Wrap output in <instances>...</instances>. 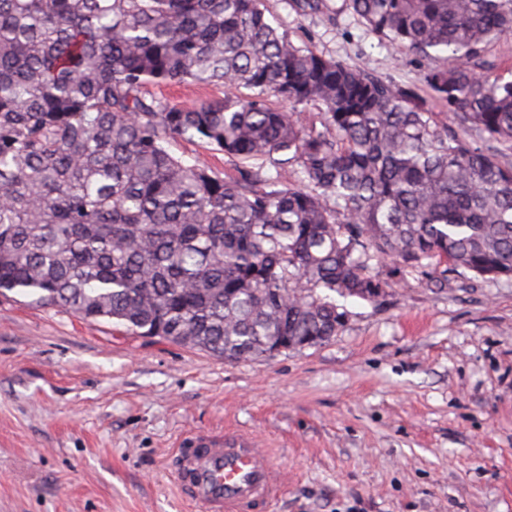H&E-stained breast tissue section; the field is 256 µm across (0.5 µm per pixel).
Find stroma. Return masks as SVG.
<instances>
[{
  "label": "stroma",
  "instance_id": "35a3bbf8",
  "mask_svg": "<svg viewBox=\"0 0 512 512\" xmlns=\"http://www.w3.org/2000/svg\"><path fill=\"white\" fill-rule=\"evenodd\" d=\"M323 4L265 0L295 43L428 95L433 61ZM370 272L383 295L344 300L331 341L245 361L0 296V512H202L167 464L198 428L257 437L271 512H512V279Z\"/></svg>",
  "mask_w": 512,
  "mask_h": 512
}]
</instances>
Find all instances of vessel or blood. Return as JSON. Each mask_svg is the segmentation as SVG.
<instances>
[{"mask_svg": "<svg viewBox=\"0 0 512 512\" xmlns=\"http://www.w3.org/2000/svg\"><path fill=\"white\" fill-rule=\"evenodd\" d=\"M168 461L181 496L205 512H267L283 490L271 456L241 431L183 434Z\"/></svg>", "mask_w": 512, "mask_h": 512, "instance_id": "b4317fda", "label": "vessel or blood"}]
</instances>
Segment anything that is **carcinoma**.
<instances>
[{
  "label": "carcinoma",
  "instance_id": "obj_1",
  "mask_svg": "<svg viewBox=\"0 0 512 512\" xmlns=\"http://www.w3.org/2000/svg\"><path fill=\"white\" fill-rule=\"evenodd\" d=\"M347 8L444 61L425 82L451 121L294 44L264 0H0V295L246 360L329 342L347 317L334 294L386 287L373 260L511 279L512 80L476 68L512 34V0ZM188 81L228 92H145ZM146 89L158 96H163L172 103L192 105L200 100L224 96V88L218 86H199L195 84H150Z\"/></svg>",
  "mask_w": 512,
  "mask_h": 512
}]
</instances>
